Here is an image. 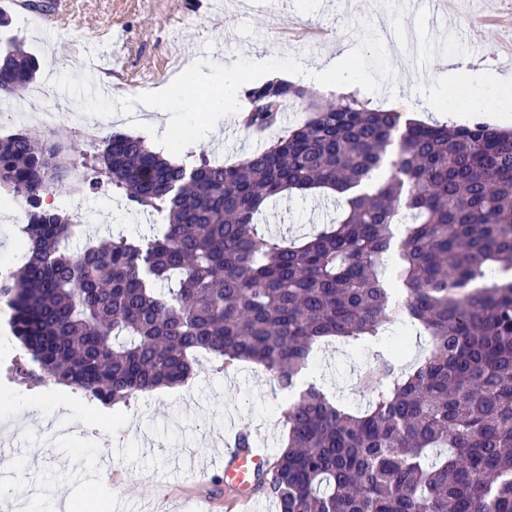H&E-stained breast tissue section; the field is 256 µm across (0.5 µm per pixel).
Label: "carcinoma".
Wrapping results in <instances>:
<instances>
[{
    "mask_svg": "<svg viewBox=\"0 0 512 512\" xmlns=\"http://www.w3.org/2000/svg\"><path fill=\"white\" fill-rule=\"evenodd\" d=\"M39 70L5 40L0 100ZM243 96L255 134L289 103L307 117L228 164L119 131L86 146L0 136V190L28 206L21 266L0 279L16 371L113 408L184 383L200 353L223 371L249 361L288 395V435L252 486L276 512H512V128L421 124L284 79ZM66 179L161 216L165 233L69 252L77 225L43 206ZM293 192L341 211L298 243L264 232ZM397 326L426 351L364 371L366 409L299 388L325 339L385 343Z\"/></svg>",
    "mask_w": 512,
    "mask_h": 512,
    "instance_id": "carcinoma-1",
    "label": "carcinoma"
}]
</instances>
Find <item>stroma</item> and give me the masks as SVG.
I'll return each instance as SVG.
<instances>
[{
	"instance_id": "35a3bbf8",
	"label": "stroma",
	"mask_w": 512,
	"mask_h": 512,
	"mask_svg": "<svg viewBox=\"0 0 512 512\" xmlns=\"http://www.w3.org/2000/svg\"><path fill=\"white\" fill-rule=\"evenodd\" d=\"M68 26L56 30L22 29L13 22L7 34L41 63V79L47 80L46 106L58 100L81 98L86 104L82 122L134 132V125L122 121L123 113L135 111L139 101L138 82L149 70L169 58L173 46L194 53L202 60V71L188 79L180 94L165 102L178 112L183 98L196 97L209 87L212 76L221 74L230 60L243 66V79L265 81L256 61L270 59L285 67L288 79L298 80L299 69L315 64L338 47L351 55L347 66L362 77V97L386 110L408 116L423 110L436 111L439 92L453 101L458 121L481 119L496 122L512 116V106L487 104L473 108L464 80L443 86L441 62L451 55L469 56L477 65L512 76V0H447L449 26L460 30L457 38L435 32L426 19L403 15L395 0H371L360 9L350 0H71ZM102 33L109 55L114 56L116 75L125 91L119 98L94 97L84 87L80 74L87 40ZM428 41L424 76L409 78L403 57L393 52V42ZM198 103L197 135L189 147H206L212 157L231 162L262 146L236 122V111L225 108L223 121H216L214 102ZM72 205L91 213L90 223L81 225L70 241L73 251L118 233L139 235L152 218L126 208L123 199L89 193L73 195ZM331 213L330 207L314 194H290L267 212L268 226L298 236L310 224ZM381 346L359 350L331 340L321 345L320 382L336 401L362 408L367 389L359 382L361 372L375 365L384 354ZM12 394L0 398V429L6 433L10 450L0 462V487L22 496L15 481L13 463L38 456L31 468L32 485L45 489L46 502L60 499L70 505L96 500L108 503L112 512H155L161 498L180 508L192 498L195 480L178 461L187 449L198 456L219 453L225 416L238 426L257 428L265 434L267 453L278 451L287 429L280 408L281 392L256 364L241 363L231 376H224L215 362L200 358L195 374L185 385L145 394L117 409L56 386L53 395L37 402V414H29L20 394L29 392L25 380L11 383ZM121 472L118 485L102 483L90 494L85 473L104 465Z\"/></svg>"
}]
</instances>
